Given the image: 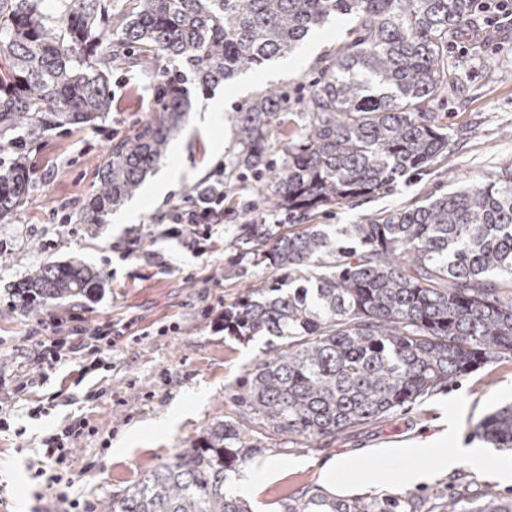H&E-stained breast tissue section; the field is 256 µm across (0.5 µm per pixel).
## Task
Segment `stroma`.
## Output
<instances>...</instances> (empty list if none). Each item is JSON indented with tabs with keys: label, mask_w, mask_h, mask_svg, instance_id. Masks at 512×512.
<instances>
[{
	"label": "stroma",
	"mask_w": 512,
	"mask_h": 512,
	"mask_svg": "<svg viewBox=\"0 0 512 512\" xmlns=\"http://www.w3.org/2000/svg\"><path fill=\"white\" fill-rule=\"evenodd\" d=\"M351 28L350 22L330 21L292 58L248 70L211 89L190 87V112L157 166L161 172L177 169L180 177L153 197L139 190L141 213L135 223L77 224L72 233L59 235L53 213L61 204L83 203L93 193L113 139L131 134L153 112L150 85L167 69V61L148 70L113 68L111 112L87 126L58 128L31 141L26 153L32 178L29 203L0 222V398L9 399L13 409L8 427L0 430V483L5 486L0 507L5 512H68L73 496L88 501L94 512H107L113 496L201 440L215 421L234 415V388L275 343L267 336L244 340L228 335L212 327L201 311L219 298L232 303L246 286L268 278V268L240 257L247 227L262 216L283 224L288 218L283 211L255 206L252 180L246 177L225 192L223 228L211 238H198L196 250L164 235L158 219L217 170L235 167V106L273 89L307 93L337 46L349 41ZM493 41L494 49L478 47L466 58L448 56L459 82L438 105L452 137L447 158L427 171L398 178L389 190L347 206L321 208L318 223L354 224L512 167V30L496 32ZM217 98L224 102V116L219 123H205L207 107ZM70 260L101 272L104 287L98 294L47 311L12 310L13 288L30 270L44 261ZM49 314L66 330L76 315L86 327L128 323L133 330H147L148 336L137 343L119 342L111 369L83 375L69 362L36 381L32 393L15 394L19 377L35 371L27 339ZM53 393L58 396L53 409L31 416V408ZM511 403L512 357H505L326 447L270 442L250 462L276 459L281 471L250 497L252 510L306 512L313 500L349 503L353 497L330 493L322 484L320 471L333 460L344 463L340 478L345 482L375 471L378 483L355 498L376 508L398 500L400 512H442L448 497L478 505L491 489L502 506L512 505V480L497 474L498 464L512 460V451L494 448L474 434L485 415ZM176 407L181 410L178 422L162 428ZM76 417L87 419L90 432L72 452L75 484L58 498L45 483L31 479L27 466L38 459L43 439ZM445 432L453 436L448 452L461 444L481 449L482 458L404 486L397 478L404 462L391 456V449Z\"/></svg>",
	"instance_id": "1"
}]
</instances>
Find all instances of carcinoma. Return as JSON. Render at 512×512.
I'll return each mask as SVG.
<instances>
[{"label": "carcinoma", "instance_id": "carcinoma-1", "mask_svg": "<svg viewBox=\"0 0 512 512\" xmlns=\"http://www.w3.org/2000/svg\"><path fill=\"white\" fill-rule=\"evenodd\" d=\"M0 0V220L29 202L24 130L89 124L112 110V61L173 69L155 111L112 141L98 189L75 214L103 224L165 157L188 112L185 84L206 90L291 54L332 18L354 22L308 96L302 131L268 159L286 90L237 107V168L258 175L256 203L288 223L250 224L245 255L272 269L224 307L232 336L284 342L243 378L237 417L220 420L120 496L111 512H249L229 473L267 440L323 448L341 433L415 403L512 354V171L474 180L357 224H305L448 155L435 106L455 76L448 35L471 0ZM81 262H44L14 288L35 311L100 289ZM475 434L512 449V406Z\"/></svg>", "mask_w": 512, "mask_h": 512}]
</instances>
